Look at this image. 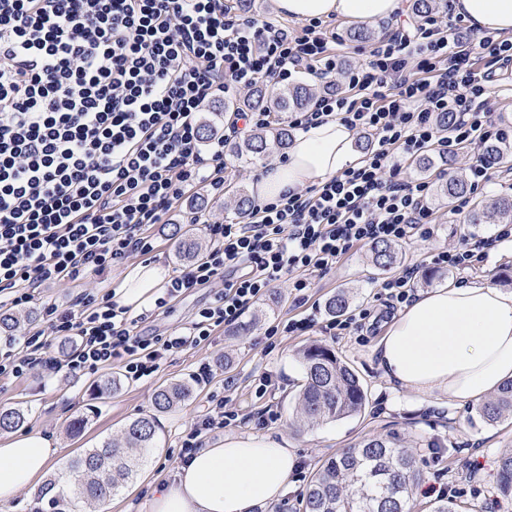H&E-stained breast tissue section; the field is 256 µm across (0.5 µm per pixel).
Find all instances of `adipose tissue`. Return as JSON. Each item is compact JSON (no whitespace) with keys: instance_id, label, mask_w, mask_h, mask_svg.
I'll list each match as a JSON object with an SVG mask.
<instances>
[{"instance_id":"ef3b65f1","label":"adipose tissue","mask_w":512,"mask_h":512,"mask_svg":"<svg viewBox=\"0 0 512 512\" xmlns=\"http://www.w3.org/2000/svg\"><path fill=\"white\" fill-rule=\"evenodd\" d=\"M291 18L361 21L393 16L402 0H275ZM455 14L476 30L512 33V0H453ZM354 133L330 119L300 133L286 163L254 184L257 200L323 182L357 162ZM166 280L156 263L127 269L117 282L120 304L150 305ZM377 350L385 377L419 394L440 392L465 404L512 381V291L476 278L421 294L388 324ZM58 448L33 433L0 444V502L48 474ZM297 451L269 438L228 439L180 464L174 479L153 488L154 512H250L288 490Z\"/></svg>"}]
</instances>
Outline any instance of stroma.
Returning a JSON list of instances; mask_svg holds the SVG:
<instances>
[{
	"label": "stroma",
	"mask_w": 512,
	"mask_h": 512,
	"mask_svg": "<svg viewBox=\"0 0 512 512\" xmlns=\"http://www.w3.org/2000/svg\"><path fill=\"white\" fill-rule=\"evenodd\" d=\"M279 157V151L274 150L247 165L231 161L223 197L209 198L202 210L206 221L223 220L239 194H251L252 184L262 170L277 164ZM428 204L437 219L435 235L398 248L400 267H418L415 289L422 291L429 285L439 287L482 277L512 291L510 247L491 254L484 266L464 272L427 262V255L461 245L465 235L487 236L495 229L491 223L461 224L437 194L429 195ZM386 278V273L373 267L370 246L354 248L335 269L316 279L312 299L319 303L321 311L314 323L303 332L279 337L275 346L267 345L265 329L296 313L284 281L259 300L239 324L219 329L205 346L169 358L150 378L128 379L120 364H112L110 371L118 378L119 386L111 395L101 396L96 391L97 375L65 378L38 370L23 378L0 379V408L26 410L22 433L35 432L52 440L59 450L52 473L56 479L67 476L68 461L85 449L120 436L134 418L157 414V448L140 465L134 479L106 501L110 512H152L151 490L173 480L181 464L180 434L205 414L211 393L221 392L225 379H233L229 397L237 409L249 412L254 403L251 381L255 375L265 373L274 382L269 400L280 412V420L262 429L249 422L233 423L207 438L206 444L212 447L227 438L262 436L296 449L299 465L288 492L277 502L281 512H302V498L311 474L325 459L365 438L389 433L408 440L417 453L425 482L438 479L447 484L449 498L465 512H512V503L497 490V461L503 453L512 451V420L490 424L477 415L474 404L460 405L437 392L418 395L394 388L378 365V333H370L361 343L353 336L325 332L324 325L331 317L329 299L342 292L347 295L350 308L373 305L379 285ZM212 295L209 288L188 293L143 321L141 332L160 333L188 321ZM312 344L333 350L357 372L368 404L360 414L303 429L296 420V395L304 382L297 352ZM202 360L210 363L213 370L207 383L194 379L196 365ZM178 381L191 382L190 399L175 409L155 413V393ZM81 415L88 416L89 422L80 435H72L68 424Z\"/></svg>",
	"instance_id": "stroma-1"
}]
</instances>
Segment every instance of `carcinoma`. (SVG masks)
Segmentation results:
<instances>
[{
    "instance_id": "cac0c4a2",
    "label": "carcinoma",
    "mask_w": 512,
    "mask_h": 512,
    "mask_svg": "<svg viewBox=\"0 0 512 512\" xmlns=\"http://www.w3.org/2000/svg\"><path fill=\"white\" fill-rule=\"evenodd\" d=\"M317 90L297 83L278 93L259 89L243 100V107L265 112L288 113L309 107ZM288 124L281 121L273 128H262L233 147L232 155L249 159L263 156L270 146L288 147ZM468 191L467 179L459 174L448 176L439 194L450 201ZM512 223V195L494 196L475 207L466 217L469 224H486L490 220ZM373 264L382 271L397 261L395 248L385 242L371 250ZM32 318L20 311L0 315V330L11 331ZM306 383L298 397L300 425L313 427L337 421L362 412L367 393L353 369L323 346L310 345L299 352ZM192 389L186 384H173L160 389L154 398L157 411L170 410L188 400ZM484 421L497 423L512 416V381L476 407ZM26 422L20 409L0 410V432H10ZM155 418L138 417L129 422L122 433L121 446L105 441L69 461L72 478L71 496L54 497L48 503L54 512H70L79 503L90 505L108 499L137 474L154 448ZM500 491L512 498V451L498 459ZM423 473L408 443L392 435L373 436L328 458L312 475L304 498L303 512H412L413 490Z\"/></svg>"
}]
</instances>
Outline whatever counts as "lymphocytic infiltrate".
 <instances>
[{
	"label": "lymphocytic infiltrate",
	"mask_w": 512,
	"mask_h": 512,
	"mask_svg": "<svg viewBox=\"0 0 512 512\" xmlns=\"http://www.w3.org/2000/svg\"><path fill=\"white\" fill-rule=\"evenodd\" d=\"M339 44L324 20L291 30L240 13L233 0H0V307L41 301L46 323L0 342V378L118 362L127 378L146 379L238 323L278 282L303 306L314 279L354 247L432 238L430 184L403 178V165L511 135L491 97L512 74V38L475 32L455 15L442 27L429 15L380 37L365 64L344 71ZM304 71L341 75L345 88L289 113V126L304 131L333 117L370 146L321 184L207 224L206 255L169 276L154 301L161 309L223 280L190 321L146 336L139 325L151 309L119 305L110 292L42 302L43 288L150 256L154 226L197 189L223 196L225 141L267 126L270 115L237 111L223 138L206 143L199 112L228 92ZM507 245L512 224H500L431 261L472 269ZM238 418L212 395L182 437V458Z\"/></svg>",
	"instance_id": "f902f5d3"
}]
</instances>
